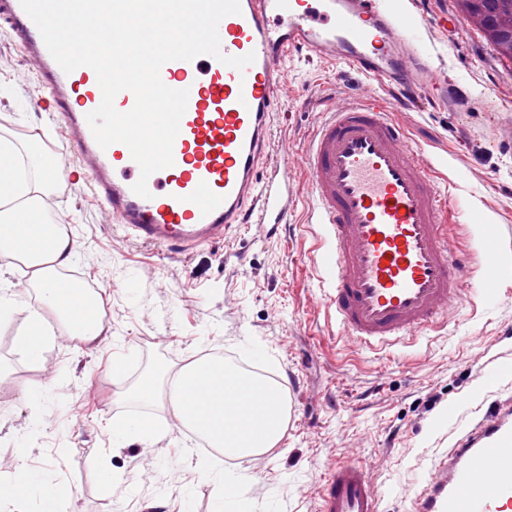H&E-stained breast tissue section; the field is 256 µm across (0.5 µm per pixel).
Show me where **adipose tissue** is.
<instances>
[{
  "instance_id": "1",
  "label": "adipose tissue",
  "mask_w": 512,
  "mask_h": 512,
  "mask_svg": "<svg viewBox=\"0 0 512 512\" xmlns=\"http://www.w3.org/2000/svg\"><path fill=\"white\" fill-rule=\"evenodd\" d=\"M45 184L16 186L0 168V262L27 261L36 272V283L44 302L68 326L71 335L91 345L104 342L106 336L99 314L101 302L85 298L78 289L64 288L57 274L75 259L69 235L44 223L40 195Z\"/></svg>"
}]
</instances>
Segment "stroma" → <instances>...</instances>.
<instances>
[{
  "mask_svg": "<svg viewBox=\"0 0 512 512\" xmlns=\"http://www.w3.org/2000/svg\"><path fill=\"white\" fill-rule=\"evenodd\" d=\"M419 16H447L423 38L448 80L447 107L405 105L398 87L348 65L304 53L288 56L277 96L273 139L261 172L289 168L288 216L276 232L242 225L229 238L183 253L141 244L116 224L84 176L66 192L45 191L63 218L76 258L61 282L98 288L107 339H65V324L45 305L34 270H0V512H214L225 463L170 425L173 411L153 408L164 432L114 447L111 425L151 354L168 373L209 357L249 362L290 393L288 429L277 447L241 463L250 512H318L328 463L363 464L382 496V512H406L405 488L420 486L434 458L484 415V382L512 355V63L497 58L460 17L456 0H415ZM385 99L452 185L454 200L493 227L489 237L459 234L466 251L498 244L497 295L472 267L462 305L445 326L378 350L342 334L315 301L311 205L301 154L331 101ZM17 150L64 149L67 129L51 119L35 63L0 19V140ZM39 317L53 343L39 356L18 339ZM149 481H142L144 471ZM54 489L50 498L28 485Z\"/></svg>",
  "mask_w": 512,
  "mask_h": 512,
  "instance_id": "1",
  "label": "stroma"
}]
</instances>
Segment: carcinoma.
<instances>
[{
    "instance_id": "carcinoma-1",
    "label": "carcinoma",
    "mask_w": 512,
    "mask_h": 512,
    "mask_svg": "<svg viewBox=\"0 0 512 512\" xmlns=\"http://www.w3.org/2000/svg\"><path fill=\"white\" fill-rule=\"evenodd\" d=\"M468 25L482 32L503 60L512 63V0H456Z\"/></svg>"
}]
</instances>
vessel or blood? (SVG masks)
Returning a JSON list of instances; mask_svg holds the SVG:
<instances>
[{
  "mask_svg": "<svg viewBox=\"0 0 512 512\" xmlns=\"http://www.w3.org/2000/svg\"><path fill=\"white\" fill-rule=\"evenodd\" d=\"M241 11L218 25L223 53L254 54L245 69L201 55L175 60L163 82L189 92L172 166L136 195L140 169L120 143L100 148L86 116L102 101L93 69L64 72L20 0H0V19L40 63L53 110L72 133L71 151L93 192L129 236L184 251L252 222H285L289 175L263 179L273 146L271 116L286 80L283 58L307 52L347 64L364 76L401 86L407 99L434 93L443 79L416 44L412 14L384 0H240ZM313 215L324 246L319 288L324 306L348 337L367 347L413 338L448 317L463 296L471 256L453 247L466 225L434 166L410 146L391 107L372 97L329 105L302 159ZM407 512H512V394L493 401L427 479L405 492ZM366 470L331 464L319 512H380Z\"/></svg>",
  "mask_w": 512,
  "mask_h": 512,
  "instance_id": "obj_1",
  "label": "vessel or blood"
}]
</instances>
